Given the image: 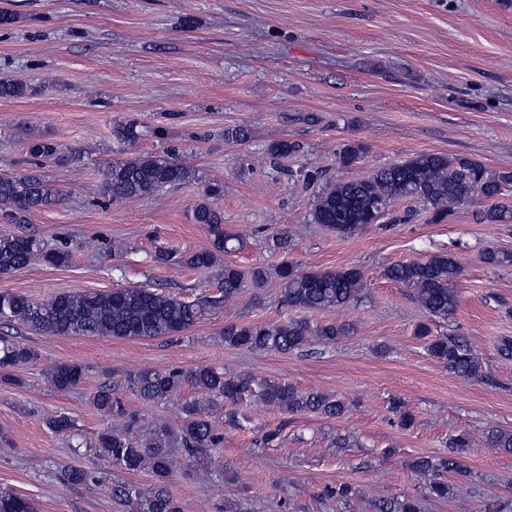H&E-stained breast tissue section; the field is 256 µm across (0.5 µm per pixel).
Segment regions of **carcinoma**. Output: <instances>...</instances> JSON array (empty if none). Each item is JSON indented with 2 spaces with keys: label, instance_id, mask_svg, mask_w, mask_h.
<instances>
[{
  "label": "carcinoma",
  "instance_id": "cac0c4a2",
  "mask_svg": "<svg viewBox=\"0 0 512 512\" xmlns=\"http://www.w3.org/2000/svg\"><path fill=\"white\" fill-rule=\"evenodd\" d=\"M365 147L358 142L344 144L336 152V162L342 168L357 164ZM296 152V145L273 141L268 147L271 162ZM192 178L190 167L181 163L176 150L138 155L116 161L105 171L101 194L111 200L135 199L157 195L178 187ZM512 183V171H494L482 163L467 158H450L445 154L418 153L399 162L381 167L367 177L349 178L324 183L314 193L309 217L338 236H351L374 220L369 209L381 205L391 213L393 203L410 199L423 205L431 220L440 223L448 218L453 207L475 197L488 201L478 214L486 224H509L512 207L498 202L504 187ZM224 196V186L218 179L206 184L202 197L192 206V221L212 236L210 249L194 252L185 263L194 268L211 269L217 254L228 250L231 236L224 234V211L216 202ZM62 191L53 187L37 170L17 176H0V211L11 221L21 224L35 210H45L59 203ZM40 258L50 266L68 262L70 254L60 248H49L30 235L0 237V274H8ZM461 273L456 256L441 253L426 260L396 262L385 274L393 282L416 290L421 308L431 320H445L457 306L452 290ZM282 285L283 302L290 307L311 312L333 311L358 300L364 283V273L356 266L332 271L298 270L291 262L277 269ZM222 301L234 299L242 288H261L267 280L262 266L246 269L226 262L217 273ZM202 317L196 303L181 300L157 288H114L106 292L78 291L56 295L44 301H33L11 291H0V325L17 324L46 336H85L110 339H150L174 336L195 326ZM351 326L328 321L312 325L307 321L284 320L272 323L230 324L224 327V344L253 351L287 353L302 348L311 339L334 344L349 335ZM415 334L429 338L428 354L450 371L466 379L481 376L482 362L473 349L456 337H431L426 324ZM37 360V353L22 342L0 343V368L15 367ZM47 377L58 391L65 392L78 384L81 367L60 363L50 367ZM190 384L205 395L206 403L189 402L182 406L179 440L185 450L204 457L220 442L206 406L224 403L230 408L228 421L240 424L233 411L240 401L256 396L264 404L289 414L315 412L326 418L343 414L346 405L318 392L297 389L286 381L257 378L252 374L226 375L209 365L189 370H143L134 378L137 395L146 402H159L175 395ZM94 402L104 414H121L123 408L112 398V388L104 385L94 395ZM398 424L408 428L414 416L404 402L395 400L391 406ZM485 445L512 453V430L493 428L485 435ZM99 455L112 466L129 473L150 468L154 485L148 493L130 483L112 485V499L131 506L135 512H182L169 488L172 474L170 436L162 429L148 442L102 430L95 443ZM412 468L429 475L427 490L432 498L444 499L454 494V485L442 479L443 474L465 475L468 470L455 457L436 462L420 458ZM0 512H36L33 501L13 491H0ZM377 512H419L416 501H382Z\"/></svg>",
  "mask_w": 512,
  "mask_h": 512
}]
</instances>
